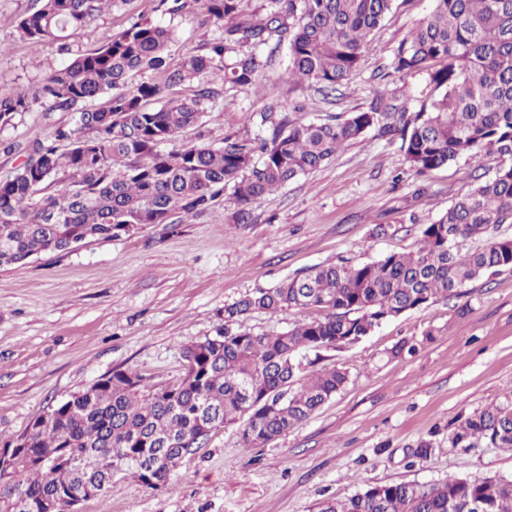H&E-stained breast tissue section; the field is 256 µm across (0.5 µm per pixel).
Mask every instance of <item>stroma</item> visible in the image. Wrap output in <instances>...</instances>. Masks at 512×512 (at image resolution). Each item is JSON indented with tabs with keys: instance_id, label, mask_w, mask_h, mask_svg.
<instances>
[{
	"instance_id": "obj_1",
	"label": "stroma",
	"mask_w": 512,
	"mask_h": 512,
	"mask_svg": "<svg viewBox=\"0 0 512 512\" xmlns=\"http://www.w3.org/2000/svg\"><path fill=\"white\" fill-rule=\"evenodd\" d=\"M30 0H0V97L32 85L46 67L68 58L56 45L32 55L11 17ZM433 0H395L370 38L362 67L333 96L279 79L288 48L273 53L270 93L225 88L219 110L181 144L217 145L259 128V112L274 108L292 125L324 122L368 109L376 98L414 108L421 75L389 71L399 42L429 13ZM172 27V60L219 36L192 13H166L160 0H132L112 10L77 39L103 44L138 17ZM66 112L40 109L0 129V178L21 163L19 146L52 142L70 124ZM496 171L466 157L417 177L408 170L401 139L369 130L320 168L264 196L251 221L234 224L222 201L183 224H142L127 235L46 252L23 266L0 268V443L16 438L50 406L117 370L165 385L183 372L186 346L212 335L225 305L295 272L346 259L364 263L419 247L435 222L470 185V173ZM466 316H458L460 307ZM323 311L256 310L245 325L279 333ZM433 333L412 356L391 357L401 340ZM312 370L345 368L348 380L318 412L260 448L243 447L238 426L213 431L183 459L167 490L130 477L86 502L83 512H314L315 503L345 499L368 487L436 483L451 476L512 478V448H452L448 426L460 412L484 408L512 389V269L468 283L461 296L441 299L383 323L352 348L308 352ZM436 438L435 451L415 458L418 442Z\"/></svg>"
}]
</instances>
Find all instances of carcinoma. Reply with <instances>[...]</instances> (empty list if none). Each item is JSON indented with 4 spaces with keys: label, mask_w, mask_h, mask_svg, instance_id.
<instances>
[{
    "label": "carcinoma",
    "mask_w": 512,
    "mask_h": 512,
    "mask_svg": "<svg viewBox=\"0 0 512 512\" xmlns=\"http://www.w3.org/2000/svg\"><path fill=\"white\" fill-rule=\"evenodd\" d=\"M130 0H33L12 20L38 53L49 44L70 55L27 89L0 98V127L38 105L68 112L73 125L54 142H34L11 175L0 179V267L23 265L38 252H61L79 237L116 238L128 224H183L205 214L231 189L235 224L250 207L297 176L319 168L372 127L401 137L409 171L424 176L460 156H496L493 178L474 177L421 245L353 264L346 260L296 273L224 306L214 334L184 349L181 377L149 385L115 371L36 419L11 443V484L0 488V512H32L40 498L112 492L115 476L138 477L151 490L169 488L173 471L209 434L241 423L246 448H258L300 426L347 382L343 368L304 374L309 350L352 347L375 327L441 298L468 282L512 267V238L491 231L512 224V0H433L432 11L393 52L395 73L424 74L412 116L380 104L331 123H272L271 137H227L217 147L160 146L203 124L224 85L261 86L271 44H287L281 78L329 94L356 71L369 36L393 0H270L264 13L245 0H204L205 23L222 34L202 51L169 60L173 30L140 19L92 52L75 47L103 11ZM152 73L155 78L136 80ZM222 85H217L216 80ZM481 245L461 252L460 243ZM321 308L322 320L276 334H255L247 314ZM434 339L406 340L391 356L412 355ZM481 442L512 447V390L459 415L448 446ZM316 512H512V479L458 477L432 483L376 485L345 500L325 499Z\"/></svg>",
    "instance_id": "carcinoma-1"
}]
</instances>
